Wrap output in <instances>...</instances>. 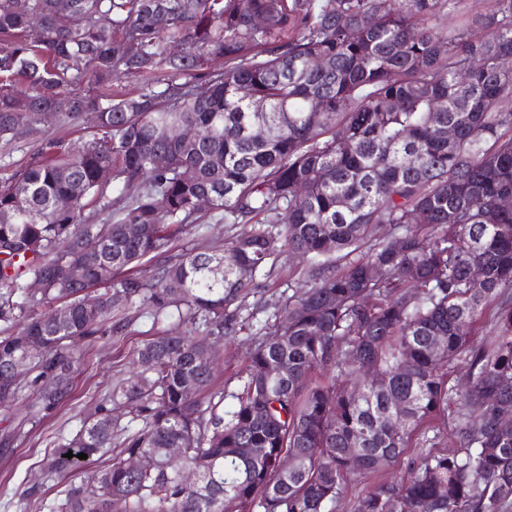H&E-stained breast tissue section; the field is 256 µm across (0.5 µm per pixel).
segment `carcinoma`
<instances>
[{
	"mask_svg": "<svg viewBox=\"0 0 512 512\" xmlns=\"http://www.w3.org/2000/svg\"><path fill=\"white\" fill-rule=\"evenodd\" d=\"M468 13V0H0V140L52 120L94 129L78 145L43 142L0 178V321L14 324L0 336L3 401L24 360L34 413L56 409L78 344L130 335L139 305L192 326L137 348L136 371L29 480L24 512H329L352 467L394 465L445 412L457 447L426 453L354 512H512V423L493 405L512 401V209L499 205L512 196V0ZM474 25L491 37L473 38ZM129 77L138 90L114 89ZM82 81L94 92L75 91ZM176 126L198 142L172 138ZM203 197L211 216L249 229L169 254ZM277 240L311 260V284L272 303L226 408L211 348L243 329ZM148 255L145 279L133 268ZM74 264L87 266L82 283ZM54 300L63 323L44 309ZM488 307L495 335L476 345ZM456 361L463 391L449 382ZM133 455L151 467L126 471ZM53 477L67 485L48 499Z\"/></svg>",
	"mask_w": 512,
	"mask_h": 512,
	"instance_id": "1",
	"label": "carcinoma"
}]
</instances>
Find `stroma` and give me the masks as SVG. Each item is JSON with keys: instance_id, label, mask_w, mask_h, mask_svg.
Returning a JSON list of instances; mask_svg holds the SVG:
<instances>
[{"instance_id": "1", "label": "stroma", "mask_w": 512, "mask_h": 512, "mask_svg": "<svg viewBox=\"0 0 512 512\" xmlns=\"http://www.w3.org/2000/svg\"><path fill=\"white\" fill-rule=\"evenodd\" d=\"M45 138L73 145L85 141L87 134L69 123L53 121L45 125L42 137H23L9 143L0 140V176L9 175L36 157ZM240 230V225L205 217L177 238L170 252L174 255L186 250L208 253ZM308 269V261L278 250L264 272L257 275L256 286L246 300L248 317L243 330L227 338L217 352L215 380L225 392L237 391L241 385L248 366L247 355L253 346L252 335L270 314L265 301L292 294L307 280ZM133 316L131 335L112 341L101 339L81 347L71 398L50 415L33 417L31 409L36 397L27 386L22 387L12 403L0 407V431L9 426L20 431L13 445L5 450L0 448V512H22L21 498L30 474L37 470L45 455L72 440L83 414L108 392L112 382L127 376L132 350L160 332V325L155 324L148 310L134 311ZM454 445L455 422L448 413L434 420L425 432L416 433L395 466L351 476L331 512H353L362 494L407 476L427 452Z\"/></svg>"}]
</instances>
